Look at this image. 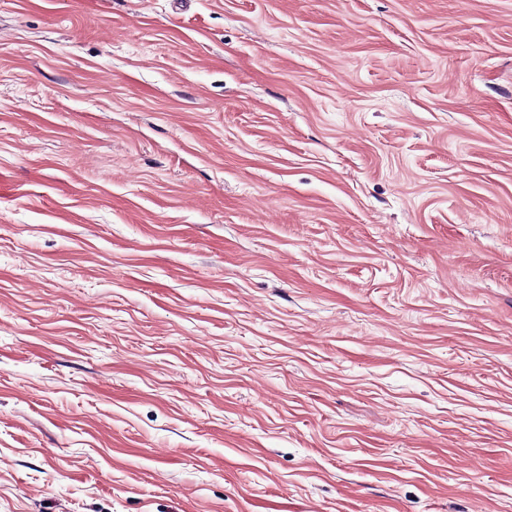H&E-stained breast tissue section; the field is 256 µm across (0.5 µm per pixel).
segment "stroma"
I'll return each mask as SVG.
<instances>
[{"instance_id": "obj_1", "label": "stroma", "mask_w": 512, "mask_h": 512, "mask_svg": "<svg viewBox=\"0 0 512 512\" xmlns=\"http://www.w3.org/2000/svg\"><path fill=\"white\" fill-rule=\"evenodd\" d=\"M0 512H512V0H0Z\"/></svg>"}]
</instances>
